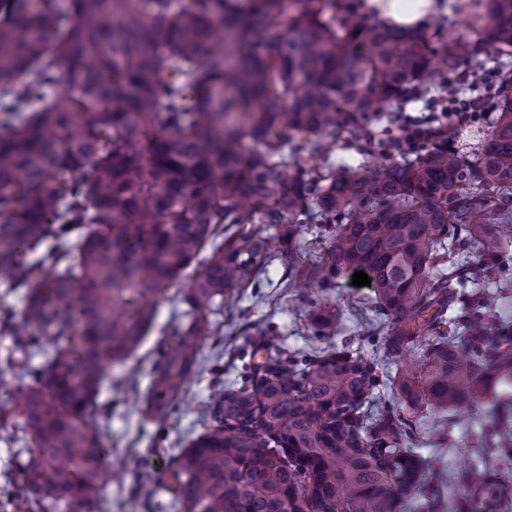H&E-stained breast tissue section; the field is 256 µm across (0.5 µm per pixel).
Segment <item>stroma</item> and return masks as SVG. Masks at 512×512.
Segmentation results:
<instances>
[{
  "mask_svg": "<svg viewBox=\"0 0 512 512\" xmlns=\"http://www.w3.org/2000/svg\"><path fill=\"white\" fill-rule=\"evenodd\" d=\"M503 267L495 276H487L482 265L485 252L474 241L464 242L456 262L468 265L475 282L486 285L493 300L485 309V321L491 325H512V254L503 253ZM283 270L264 263L257 287L231 290L224 297V308L214 320L224 337L223 380L233 383L241 370L235 358L238 347L268 339L289 354H309L326 348H346L365 357L381 359L382 332L370 330L363 313L374 298L371 287H355L350 276L338 279L323 302L336 314L335 336L319 341L311 332V312L305 298L314 296L311 288H283ZM185 307L172 298L159 299L155 318L137 351L112 369V384L101 399L111 402L112 417L100 421L105 438L112 441V480L101 494L103 512H171L170 496L165 491L166 460L188 437L202 433L206 402L212 392L209 371L192 375L186 390L187 401L171 412L164 423L143 416V399L150 385L159 343L180 324H186ZM512 395V384H491L487 396L466 411L438 417L416 416V448L430 463L420 490L421 498L436 497V512H467L465 490L449 496L448 485L463 469L479 446L484 428L493 419L491 408L503 395Z\"/></svg>",
  "mask_w": 512,
  "mask_h": 512,
  "instance_id": "stroma-1",
  "label": "stroma"
}]
</instances>
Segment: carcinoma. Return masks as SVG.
Returning <instances> with one entry per match:
<instances>
[{
	"instance_id": "obj_1",
	"label": "carcinoma",
	"mask_w": 512,
	"mask_h": 512,
	"mask_svg": "<svg viewBox=\"0 0 512 512\" xmlns=\"http://www.w3.org/2000/svg\"><path fill=\"white\" fill-rule=\"evenodd\" d=\"M357 2L0 4V286L22 302L0 307V385L22 360L0 431L24 444L0 512H94L112 477L100 396L146 336L150 300L171 291L190 316L157 350L146 412L160 415L218 335L212 307L265 254L323 291L367 273L386 362L252 348L241 380L215 385L204 431L168 456L177 512H399L428 466L400 407L468 409L512 365L507 337L472 335L477 315L463 338L444 330L464 283L454 244L512 235V75L474 162L423 138L414 159L369 163L394 147L367 133L338 174V125L417 95L446 109L449 78L483 53L368 22ZM464 24L512 54V0H467ZM312 203L326 242L309 263L294 229ZM238 224L254 229L224 236ZM311 324L336 335L328 310ZM497 469L479 457L460 472L470 512H499L512 490Z\"/></svg>"
}]
</instances>
